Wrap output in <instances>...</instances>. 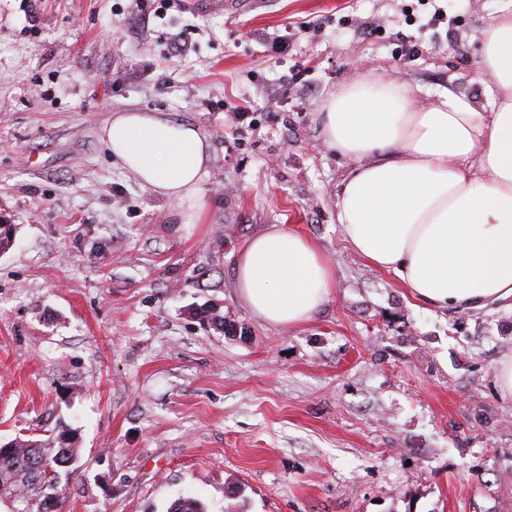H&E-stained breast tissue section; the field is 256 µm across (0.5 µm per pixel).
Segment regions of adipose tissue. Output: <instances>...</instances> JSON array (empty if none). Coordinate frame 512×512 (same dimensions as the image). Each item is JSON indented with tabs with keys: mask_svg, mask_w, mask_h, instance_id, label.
I'll return each mask as SVG.
<instances>
[{
	"mask_svg": "<svg viewBox=\"0 0 512 512\" xmlns=\"http://www.w3.org/2000/svg\"><path fill=\"white\" fill-rule=\"evenodd\" d=\"M478 72L488 112L451 91L416 112L404 85L361 77L322 114L327 145L355 164L338 195L350 246L441 309L512 299V0L483 30ZM101 139L136 182L178 201L196 196L211 159L200 128L164 112L114 113ZM236 287L266 323L296 328L335 279L305 236L280 226L241 252Z\"/></svg>",
	"mask_w": 512,
	"mask_h": 512,
	"instance_id": "1",
	"label": "adipose tissue"
}]
</instances>
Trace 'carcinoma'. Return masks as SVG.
<instances>
[{
  "mask_svg": "<svg viewBox=\"0 0 512 512\" xmlns=\"http://www.w3.org/2000/svg\"><path fill=\"white\" fill-rule=\"evenodd\" d=\"M61 476L74 477L80 468L79 449L72 430L61 427L54 431L49 443L37 439L16 438L10 449L0 450V488L13 491L27 489L30 496L38 495L32 480L48 469ZM168 512H204L193 496H184L171 503Z\"/></svg>",
  "mask_w": 512,
  "mask_h": 512,
  "instance_id": "obj_1",
  "label": "carcinoma"
}]
</instances>
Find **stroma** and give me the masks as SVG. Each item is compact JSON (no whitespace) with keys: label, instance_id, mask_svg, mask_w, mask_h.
Listing matches in <instances>:
<instances>
[{"label":"stroma","instance_id":"stroma-1","mask_svg":"<svg viewBox=\"0 0 512 512\" xmlns=\"http://www.w3.org/2000/svg\"><path fill=\"white\" fill-rule=\"evenodd\" d=\"M505 3L0 0V440L74 429L64 512L182 494L204 512H512V301L437 310L355 254L336 220L353 164L321 119L354 74L405 85L415 110L449 89L484 105L480 42ZM130 110L209 137L201 223L105 147ZM275 224L334 269L293 329L236 288Z\"/></svg>","mask_w":512,"mask_h":512}]
</instances>
